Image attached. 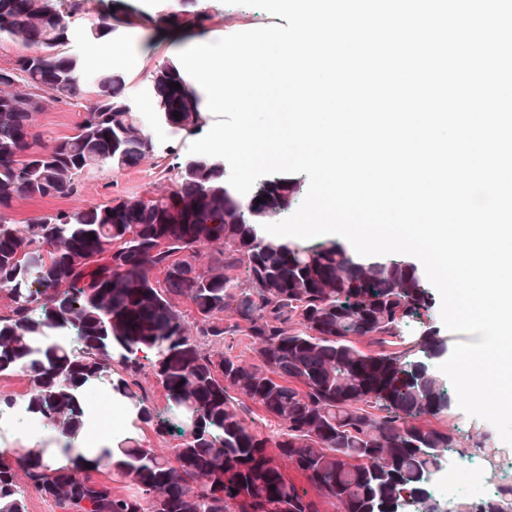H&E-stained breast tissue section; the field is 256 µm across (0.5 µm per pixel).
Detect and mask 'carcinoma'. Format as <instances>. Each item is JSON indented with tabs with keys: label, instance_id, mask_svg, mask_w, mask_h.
<instances>
[{
	"label": "carcinoma",
	"instance_id": "cac0c4a2",
	"mask_svg": "<svg viewBox=\"0 0 512 512\" xmlns=\"http://www.w3.org/2000/svg\"><path fill=\"white\" fill-rule=\"evenodd\" d=\"M87 3L0 0V39L23 48L0 69V294L11 302L0 315V376L25 377L26 411L73 437L91 388H107L133 418L115 448L63 466L37 445L0 455V512H27L29 489L63 512H320L324 502L333 512H404L407 503L438 512L428 478L460 444L433 423L452 405L428 364L446 344L431 327L410 342L401 331L429 310L428 288L408 261H357L335 242L263 236L291 207L293 178L242 195L224 159L196 155L169 165V191L26 224L7 217L20 200L73 195L81 174L132 169L156 149L114 70L92 75L75 133L42 145L34 115L44 95L76 96L87 77L67 50L70 20ZM98 5L90 40L122 25L201 31L210 19L202 0H175L166 13L140 0ZM149 82L155 119L183 139L199 134L202 100L179 66L156 65ZM228 335L247 337L253 358L224 352ZM366 340L381 351L361 349ZM146 349L181 420L169 455L134 435L169 429L133 380ZM254 407L278 428H252ZM289 464L309 488L288 482ZM511 496L507 487L456 512H506Z\"/></svg>",
	"mask_w": 512,
	"mask_h": 512
}]
</instances>
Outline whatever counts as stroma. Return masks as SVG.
<instances>
[{
	"label": "stroma",
	"mask_w": 512,
	"mask_h": 512,
	"mask_svg": "<svg viewBox=\"0 0 512 512\" xmlns=\"http://www.w3.org/2000/svg\"><path fill=\"white\" fill-rule=\"evenodd\" d=\"M211 19L201 36L219 40L228 35L252 30L267 25H284L285 20L265 11L241 5H226L222 0H207ZM114 37L125 42L130 50L143 54L144 68L129 73L127 95L132 107L141 117L150 120L157 152L139 167L118 171L94 170L82 174L78 194L39 200L20 201L11 216L17 222L57 211H76L90 203H101L107 199L144 191H159L171 188L173 175L167 169L169 160L164 155L167 146H174L180 157H189V144L172 134L170 128L153 122L154 115L147 69L164 60H177L179 51L191 40V33L170 29L160 35L150 34L141 28H119ZM91 85H84L80 94L48 102L35 115L38 130L45 139L71 135L83 120L91 98ZM443 428L451 430L461 441L466 454L480 459L487 479L490 497H497L501 488L512 485V447L504 445L497 430L489 422L465 414L459 406H452L448 414L440 419Z\"/></svg>",
	"instance_id": "35a3bbf8"
}]
</instances>
